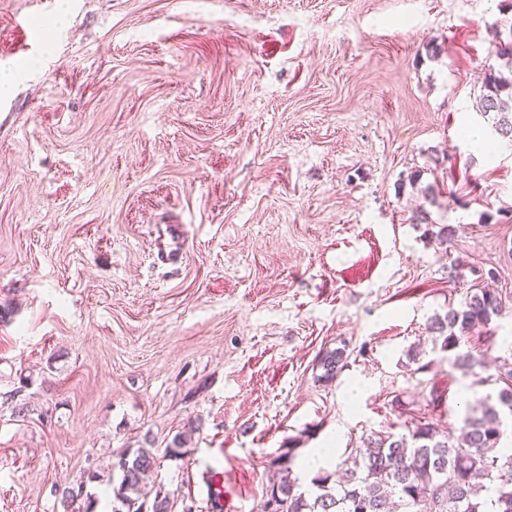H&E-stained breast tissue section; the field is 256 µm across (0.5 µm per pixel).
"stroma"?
<instances>
[{
	"label": "stroma",
	"mask_w": 512,
	"mask_h": 512,
	"mask_svg": "<svg viewBox=\"0 0 512 512\" xmlns=\"http://www.w3.org/2000/svg\"><path fill=\"white\" fill-rule=\"evenodd\" d=\"M511 19L512 0H0V512H64L54 486L82 481L112 512L129 448L176 504L211 512L215 487L261 512L286 451L306 484L331 441L327 473L414 415L458 434L485 388L408 352L476 286L448 279L461 255L505 302L469 345L512 362V141L477 111ZM413 224H427L429 221V213L425 210H420L416 212V215L413 216ZM430 226L425 231L426 235H429L430 238L435 239L442 245H448L455 238V228L451 225H442L440 227L437 224H427ZM433 228H438L437 231H434ZM347 357L345 347H337L322 353L317 364L322 369V373L318 376V381L324 384L335 381L344 367Z\"/></svg>",
	"instance_id": "stroma-1"
}]
</instances>
